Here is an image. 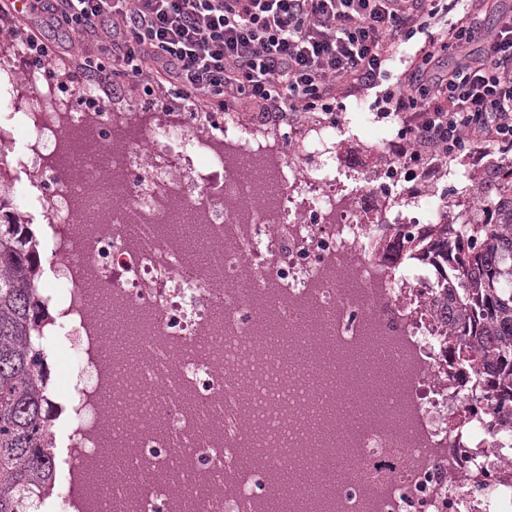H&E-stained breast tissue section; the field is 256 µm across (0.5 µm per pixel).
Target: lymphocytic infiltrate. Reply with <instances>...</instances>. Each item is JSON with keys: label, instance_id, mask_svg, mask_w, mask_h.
<instances>
[{"label": "lymphocytic infiltrate", "instance_id": "1", "mask_svg": "<svg viewBox=\"0 0 512 512\" xmlns=\"http://www.w3.org/2000/svg\"><path fill=\"white\" fill-rule=\"evenodd\" d=\"M487 0H0V19L49 13L74 45L95 48L77 75L82 97L112 109V84L157 89L192 112L281 118L333 114L345 88L379 85L393 48L443 22L384 100L400 122L410 165L512 152V5L493 27ZM457 58L441 65L444 51Z\"/></svg>", "mask_w": 512, "mask_h": 512}]
</instances>
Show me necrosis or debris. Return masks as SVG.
Wrapping results in <instances>:
<instances>
[{
  "mask_svg": "<svg viewBox=\"0 0 512 512\" xmlns=\"http://www.w3.org/2000/svg\"><path fill=\"white\" fill-rule=\"evenodd\" d=\"M76 94L48 83L25 112L0 94V177L14 215L45 214L43 299L60 311L31 348L67 349L68 489L31 512H264L273 498L283 512H512V425L479 392L498 367L478 378L449 351L424 286L435 263L387 268L421 244L456 265L439 226L468 222L479 184L462 195L432 167L388 162L341 181L339 127L307 114L261 137L254 114L74 112ZM183 224L208 268L184 252ZM109 330L138 363L105 358ZM273 334L290 339L284 373ZM379 343L393 357L358 367ZM346 402L364 410L354 432ZM111 446L136 482L102 468ZM304 460L305 487L277 481Z\"/></svg>",
  "mask_w": 512,
  "mask_h": 512,
  "instance_id": "4bbe7bcc",
  "label": "necrosis or debris"
}]
</instances>
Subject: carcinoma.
Listing matches in <instances>:
<instances>
[{
  "label": "carcinoma",
  "instance_id": "cac0c4a2",
  "mask_svg": "<svg viewBox=\"0 0 512 512\" xmlns=\"http://www.w3.org/2000/svg\"><path fill=\"white\" fill-rule=\"evenodd\" d=\"M484 174L490 187L460 230L448 348L475 367L494 360L512 380V163ZM39 246L30 227L0 224V512H27L32 488L46 496L54 488L46 363L29 346L44 321Z\"/></svg>",
  "mask_w": 512,
  "mask_h": 512
}]
</instances>
